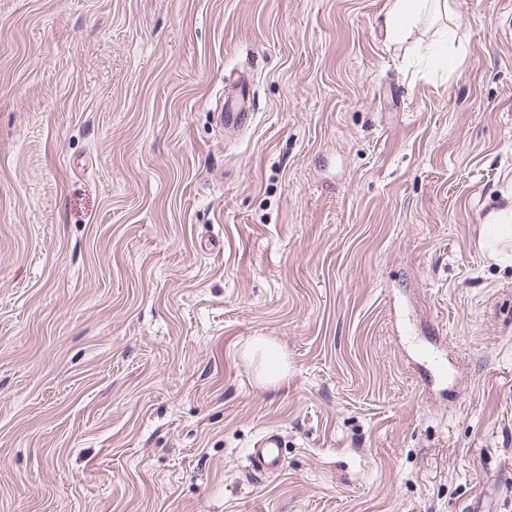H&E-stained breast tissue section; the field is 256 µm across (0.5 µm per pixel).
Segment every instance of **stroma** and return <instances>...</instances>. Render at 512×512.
I'll return each mask as SVG.
<instances>
[{
    "mask_svg": "<svg viewBox=\"0 0 512 512\" xmlns=\"http://www.w3.org/2000/svg\"><path fill=\"white\" fill-rule=\"evenodd\" d=\"M456 3L0 0V512H512V0ZM388 33L398 38L410 30L423 12L433 9L442 11L448 18L453 16L451 0H389ZM254 90L252 84L246 79L238 78L232 94L224 101V115L220 113V120L224 125L244 129L251 125L254 117ZM512 206L496 213L492 218L491 224H485L484 231L488 233V238L492 244L499 240H510L512 235ZM260 349L265 366V369L260 371V379L269 384L278 383L285 376V372L276 347L262 342ZM284 443L281 434L275 429H269L257 439L249 460L257 475L275 473L283 461Z\"/></svg>",
    "mask_w": 512,
    "mask_h": 512,
    "instance_id": "35a3bbf8",
    "label": "stroma"
}]
</instances>
